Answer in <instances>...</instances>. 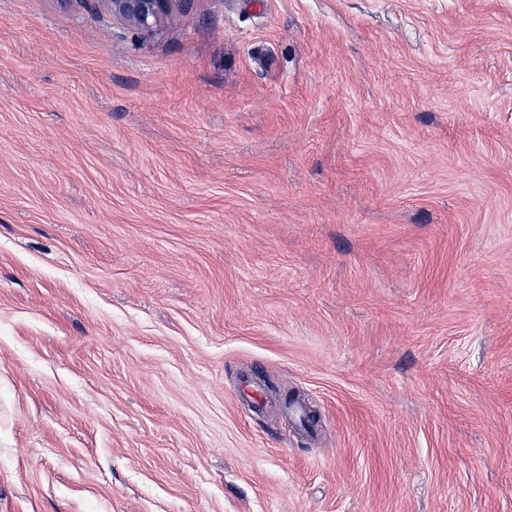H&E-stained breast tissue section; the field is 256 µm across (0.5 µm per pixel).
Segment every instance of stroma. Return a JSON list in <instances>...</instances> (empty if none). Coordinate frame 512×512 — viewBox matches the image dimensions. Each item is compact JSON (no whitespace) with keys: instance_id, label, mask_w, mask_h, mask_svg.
Instances as JSON below:
<instances>
[{"instance_id":"35a3bbf8","label":"stroma","mask_w":512,"mask_h":512,"mask_svg":"<svg viewBox=\"0 0 512 512\" xmlns=\"http://www.w3.org/2000/svg\"><path fill=\"white\" fill-rule=\"evenodd\" d=\"M0 512H512V0H0ZM112 17L143 33H155L182 0H104Z\"/></svg>"}]
</instances>
